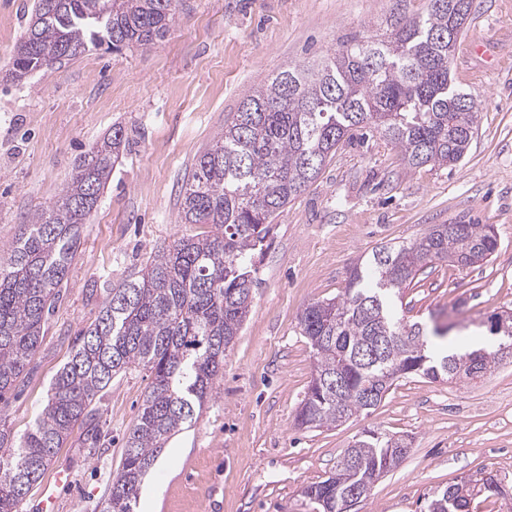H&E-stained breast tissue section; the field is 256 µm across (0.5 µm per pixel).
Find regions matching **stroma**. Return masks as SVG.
I'll return each instance as SVG.
<instances>
[{"mask_svg": "<svg viewBox=\"0 0 512 512\" xmlns=\"http://www.w3.org/2000/svg\"><path fill=\"white\" fill-rule=\"evenodd\" d=\"M33 2L0 0V255L94 143L120 127L129 144L85 226L29 377L0 411V423L17 435L96 320L103 288L192 233L177 218L182 187L242 98L287 66L427 7V0H180L176 23L151 46L93 48L22 82L2 79ZM477 45L485 55L474 53ZM451 74L480 104L459 164L406 169L384 137L361 129L275 217L254 259L252 307L213 395L144 480L153 512H317L305 487L332 474L353 440L373 428L404 435L411 449L356 512H420L434 490L483 468L512 485V359L476 385L405 379L378 407L330 430L294 425L313 370L299 316L308 303L336 297L377 247L433 224L494 225L498 249L488 262H437L420 273L406 292L407 318L453 325L452 348L464 352L485 341L481 320L512 309V0H474ZM152 380L141 367L113 379L22 512H37L47 485L53 512H100ZM60 472L68 477L62 485Z\"/></svg>", "mask_w": 512, "mask_h": 512, "instance_id": "35a3bbf8", "label": "stroma"}]
</instances>
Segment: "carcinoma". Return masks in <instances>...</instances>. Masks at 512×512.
I'll list each match as a JSON object with an SVG mask.
<instances>
[{
  "label": "carcinoma",
  "instance_id": "carcinoma-1",
  "mask_svg": "<svg viewBox=\"0 0 512 512\" xmlns=\"http://www.w3.org/2000/svg\"><path fill=\"white\" fill-rule=\"evenodd\" d=\"M179 0H35L15 45L7 77L72 60L92 47L119 51L164 36ZM472 0H428L425 12L397 19L382 34L353 39L309 65L286 68L252 90L196 158L180 201L179 221L206 230L157 250L132 276L107 289L94 324L57 372L47 404L14 438L0 428V512H20L57 449L90 407L127 370L153 375L122 467L101 512H134L142 480L169 441L212 396L252 303L253 257L276 215L314 180L357 128H372L399 149L409 170L458 164L475 133L477 99L458 90L451 56ZM122 128L80 159L58 199L36 210L0 261V405L24 385L47 316L68 283L77 242L98 205L112 167L126 149ZM498 246L492 224H434L416 237L372 253L375 285L351 270L334 298L309 303L299 324L314 357L295 424L338 426L377 407L402 378L475 381L503 361L512 338L488 327V345L435 356L434 324L408 323L393 300L424 267H470ZM406 440L379 428L363 433L326 479L305 488L319 512H341L346 494L387 474L407 457ZM508 497L484 471L427 498L424 512H473L483 496Z\"/></svg>",
  "mask_w": 512,
  "mask_h": 512
}]
</instances>
